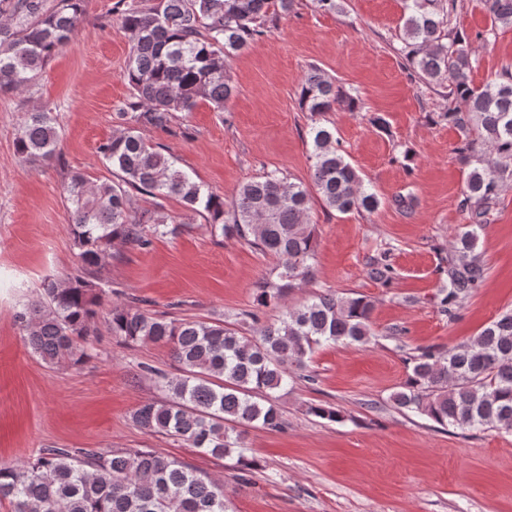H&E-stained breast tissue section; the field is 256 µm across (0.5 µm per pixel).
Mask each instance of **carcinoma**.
<instances>
[{"instance_id": "cac0c4a2", "label": "carcinoma", "mask_w": 512, "mask_h": 512, "mask_svg": "<svg viewBox=\"0 0 512 512\" xmlns=\"http://www.w3.org/2000/svg\"><path fill=\"white\" fill-rule=\"evenodd\" d=\"M294 0H118L121 30L130 51L123 73L131 90L118 109L123 129L99 154L115 179L97 185L80 172L63 191L71 205L76 275L42 284L41 300L19 313L24 344L43 361L77 367L93 357L87 343L99 321L124 344L169 347L180 374L162 377L163 397L138 407L132 420L150 433L177 439L222 458L245 459L239 428L281 431L286 421L272 402L288 388L313 350L338 342L365 344L374 304L365 296L339 297L327 289L298 307L288 292L314 275L316 240L310 203L339 214H371L382 200L346 159L336 129L317 120L335 106L351 111L359 101L317 67L305 74L300 105L310 113L306 133L311 183L278 171L240 185L229 204L197 176L144 136L170 133L180 113L206 101L218 112L235 92L229 60L265 26L293 9ZM490 27L485 42L512 27V0H480ZM458 0H404L400 54L427 85L448 88V123L468 166L459 209L466 220L448 243V281L439 289L441 311L452 321L480 288L486 267L477 251L499 195L512 186V66L475 86L479 58L452 27ZM84 0H0V92L26 91L71 38ZM60 133L52 112L25 113L16 153L25 163L60 158ZM177 197L189 212L181 221L159 206L135 210L131 194ZM200 216L215 238H235L277 259L276 279L255 283L260 307L275 306L273 321L243 336L221 318L189 320L151 313L136 302H108L101 277L115 248L146 249ZM371 277L392 279L386 255L370 259ZM411 372L392 395L397 408L442 426L512 431V310L467 341L438 353L421 347L408 357ZM8 512H227L224 485L184 462L147 449L103 453L46 448L22 463H0V506Z\"/></svg>"}]
</instances>
